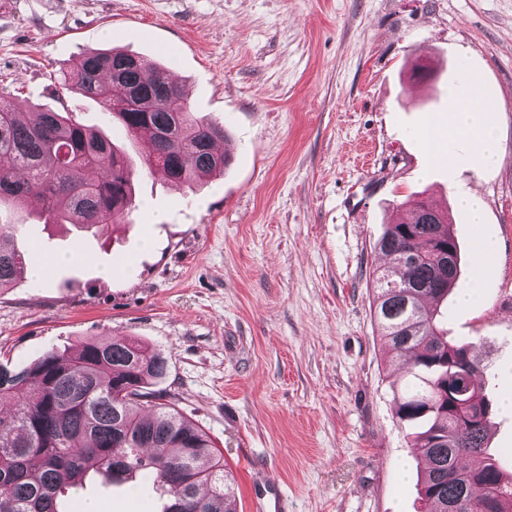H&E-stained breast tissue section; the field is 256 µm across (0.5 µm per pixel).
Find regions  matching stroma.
Listing matches in <instances>:
<instances>
[{
	"mask_svg": "<svg viewBox=\"0 0 512 512\" xmlns=\"http://www.w3.org/2000/svg\"><path fill=\"white\" fill-rule=\"evenodd\" d=\"M120 47L162 63L193 112L223 123L231 163L193 186L166 181L124 139L139 209L82 230L14 215L49 254L80 261L0 290V363L123 335L165 351L157 384L210 435L235 477L288 512H422L418 466L394 415L390 361L373 317L375 247L424 199L449 210L459 285L478 235L498 250L485 304L449 298L445 325L512 392V0H0V79L22 110L65 105L111 131L97 102L61 89L85 52ZM432 56L436 75L407 67ZM494 104L495 169L439 165L417 132L446 119L461 71ZM476 191L485 222L459 196ZM116 271L111 279L103 268ZM103 512H160L152 489L86 483Z\"/></svg>",
	"mask_w": 512,
	"mask_h": 512,
	"instance_id": "obj_1",
	"label": "stroma"
}]
</instances>
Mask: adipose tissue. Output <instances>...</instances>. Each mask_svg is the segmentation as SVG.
I'll return each mask as SVG.
<instances>
[{
	"label": "adipose tissue",
	"mask_w": 512,
	"mask_h": 512,
	"mask_svg": "<svg viewBox=\"0 0 512 512\" xmlns=\"http://www.w3.org/2000/svg\"><path fill=\"white\" fill-rule=\"evenodd\" d=\"M426 139L435 148L436 160L441 162H474L485 168L497 167L502 162L495 121L480 100L464 105L459 99H451L446 129H430Z\"/></svg>",
	"instance_id": "1"
}]
</instances>
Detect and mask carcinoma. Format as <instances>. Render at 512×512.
Instances as JSON below:
<instances>
[{"label":"carcinoma","instance_id":"cac0c4a2","mask_svg":"<svg viewBox=\"0 0 512 512\" xmlns=\"http://www.w3.org/2000/svg\"><path fill=\"white\" fill-rule=\"evenodd\" d=\"M62 85L105 107L112 122L143 141L147 169L173 180L224 173L214 150L224 125L193 115L168 70L114 48L84 54ZM42 199L46 224L90 229L129 224L138 209L125 153L66 107L24 113L0 85V290L30 270L34 246L16 245L22 225L8 206ZM446 211L426 202L386 225L376 247L389 269L376 279L374 317L390 359L406 358L412 380L392 386L396 417L412 429L424 464L426 512H512V472L489 453L495 415L491 374L470 357L472 343L440 326V308L459 278V245ZM465 355L464 367L458 356ZM168 357L124 336L84 341L74 352L45 351L15 368L0 363V512H63L60 495L94 474L135 473L165 497L163 512H235L224 455L209 434L154 389ZM467 458L479 466L463 464Z\"/></svg>","mask_w":512,"mask_h":512}]
</instances>
